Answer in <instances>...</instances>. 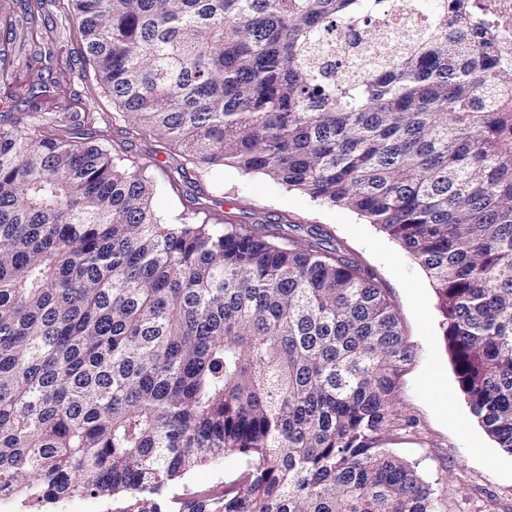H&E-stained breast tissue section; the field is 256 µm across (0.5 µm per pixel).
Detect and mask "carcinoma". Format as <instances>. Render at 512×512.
I'll return each instance as SVG.
<instances>
[{
	"mask_svg": "<svg viewBox=\"0 0 512 512\" xmlns=\"http://www.w3.org/2000/svg\"><path fill=\"white\" fill-rule=\"evenodd\" d=\"M77 20L83 77L132 131L344 206L427 271L472 414L512 453V55L478 0L350 66L384 0H22ZM0 124V493L119 512H441L386 448L408 361L384 289L323 234L282 244L194 209L62 127ZM234 455L218 494L169 488Z\"/></svg>",
	"mask_w": 512,
	"mask_h": 512,
	"instance_id": "obj_1",
	"label": "carcinoma"
}]
</instances>
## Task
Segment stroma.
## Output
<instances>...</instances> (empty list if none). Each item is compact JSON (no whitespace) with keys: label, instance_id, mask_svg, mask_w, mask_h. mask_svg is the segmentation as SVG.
Here are the masks:
<instances>
[{"label":"stroma","instance_id":"obj_1","mask_svg":"<svg viewBox=\"0 0 512 512\" xmlns=\"http://www.w3.org/2000/svg\"><path fill=\"white\" fill-rule=\"evenodd\" d=\"M42 39L17 40L8 52L5 70L24 85L32 66H40L69 88L74 111L92 110L98 120L89 126L70 125L74 140L92 142L131 160L160 154L161 168L149 169L156 184L153 207L161 223L173 224L183 208H203L228 224L252 228L285 216L283 238L307 239L320 228L342 245L347 257L384 288L403 334L410 358L396 380L395 407L409 422V432L393 436L388 450L409 463L429 483L442 512H512V454L499 448L470 412L461 391L454 362L441 329L440 302L424 269L378 226L349 209L313 201L262 173H246L228 165L197 167L184 163L178 149L160 150L154 136H128L124 122L113 120L111 97L93 80L83 79L79 57L65 59L57 47L71 40L59 13L50 12L42 24ZM240 462L227 457L199 465L173 489L189 496L219 489L237 478ZM0 512H113L106 496H75L64 501L33 503L13 498Z\"/></svg>","mask_w":512,"mask_h":512}]
</instances>
